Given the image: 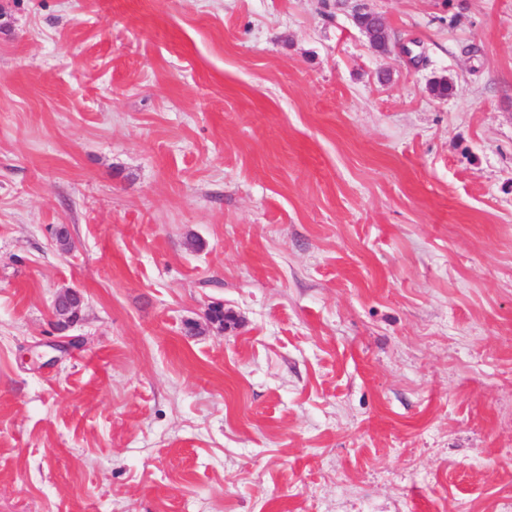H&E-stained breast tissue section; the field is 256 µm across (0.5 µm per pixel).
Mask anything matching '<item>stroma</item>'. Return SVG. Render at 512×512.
I'll return each instance as SVG.
<instances>
[{
  "label": "stroma",
  "mask_w": 512,
  "mask_h": 512,
  "mask_svg": "<svg viewBox=\"0 0 512 512\" xmlns=\"http://www.w3.org/2000/svg\"><path fill=\"white\" fill-rule=\"evenodd\" d=\"M365 2L0 0V512H512V0ZM77 295L80 297V293L78 290L74 288H66L59 291L53 301V314L57 319V325L61 329H65L70 324L74 323V320L71 319L70 312V304L68 299L72 295Z\"/></svg>",
  "instance_id": "stroma-1"
}]
</instances>
